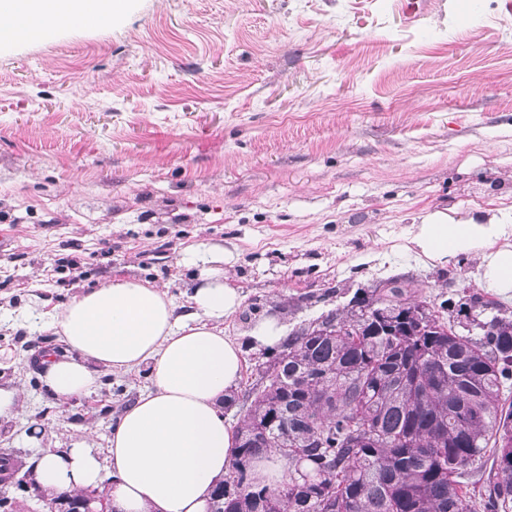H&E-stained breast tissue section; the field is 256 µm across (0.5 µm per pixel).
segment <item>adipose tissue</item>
Returning a JSON list of instances; mask_svg holds the SVG:
<instances>
[{
    "mask_svg": "<svg viewBox=\"0 0 512 512\" xmlns=\"http://www.w3.org/2000/svg\"><path fill=\"white\" fill-rule=\"evenodd\" d=\"M114 0H0V32L17 13L58 26L88 9L112 15ZM512 228L495 218L449 219L436 211L414 225L404 248L432 264L475 253L488 287L512 289ZM242 296L222 268L201 272L189 311H180L165 287L115 277L86 289L46 326L61 352L43 362L42 381L64 407L93 394L102 371L147 370L149 389L127 405L94 452L91 431L33 456L30 469L58 494L106 492L114 512H209L214 487L234 461L235 434L224 420V397L235 389L243 362L240 339L224 321Z\"/></svg>",
    "mask_w": 512,
    "mask_h": 512,
    "instance_id": "ef3b65f1",
    "label": "adipose tissue"
}]
</instances>
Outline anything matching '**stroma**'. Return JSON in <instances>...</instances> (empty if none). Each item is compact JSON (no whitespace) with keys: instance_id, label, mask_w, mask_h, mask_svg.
<instances>
[{"instance_id":"obj_1","label":"stroma","mask_w":512,"mask_h":512,"mask_svg":"<svg viewBox=\"0 0 512 512\" xmlns=\"http://www.w3.org/2000/svg\"><path fill=\"white\" fill-rule=\"evenodd\" d=\"M437 210L512 225V0H122L106 26L0 45V384L21 392L0 453L28 460L34 429L105 453L149 387L105 372L61 408L34 363L60 349L44 322L115 276L185 309L223 250L233 336L391 278L512 308L478 255L404 251Z\"/></svg>"}]
</instances>
